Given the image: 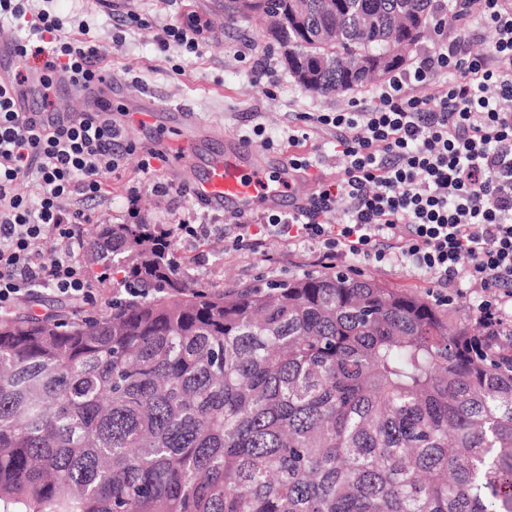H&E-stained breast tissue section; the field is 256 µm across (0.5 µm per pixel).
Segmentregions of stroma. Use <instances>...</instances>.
I'll list each match as a JSON object with an SVG mask.
<instances>
[{
  "instance_id": "obj_1",
  "label": "stroma",
  "mask_w": 512,
  "mask_h": 512,
  "mask_svg": "<svg viewBox=\"0 0 512 512\" xmlns=\"http://www.w3.org/2000/svg\"><path fill=\"white\" fill-rule=\"evenodd\" d=\"M56 12L71 21L70 31L79 34L80 22H87L90 34L105 48L104 66L113 82L133 84L134 88L153 92L160 104L190 107L199 121L221 131L223 137L247 135L256 149H267L274 163L266 170L269 184L282 182V171L275 160L287 157L289 148L283 130L292 112H333L347 108L349 96L319 97L306 92L289 75L278 45L256 21L224 23L221 0H55ZM137 14L141 22L120 26L126 13ZM195 14L209 26L207 40L198 53L186 55L178 47L161 51L156 38L163 27ZM251 42L252 52L239 58L234 50ZM270 63L272 73L264 84H256L253 70ZM262 126L263 135L252 133ZM176 141L173 127L144 131L125 127L123 145L132 147L123 167L104 180V193L93 203L98 221L84 225V240H91L102 224H221L222 229L238 223L237 215L204 207L185 195L190 175L186 162L166 153L159 165L158 177L166 192L153 191L138 169L141 154L157 148L158 138ZM272 148H265V141ZM221 231L190 242L176 239L174 256L180 271L194 280L220 290L244 285L256 279L280 281L305 273H321L310 248L270 241L265 251L253 253L236 249L231 236ZM359 274L378 280L383 286L428 296L430 277L410 268L393 265L377 267L368 262L356 264Z\"/></svg>"
}]
</instances>
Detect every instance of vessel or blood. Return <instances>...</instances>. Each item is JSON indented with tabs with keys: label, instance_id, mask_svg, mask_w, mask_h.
Listing matches in <instances>:
<instances>
[{
	"label": "vessel or blood",
	"instance_id": "1",
	"mask_svg": "<svg viewBox=\"0 0 512 512\" xmlns=\"http://www.w3.org/2000/svg\"><path fill=\"white\" fill-rule=\"evenodd\" d=\"M20 64L15 41L0 38V82L9 85L16 109L39 112L41 120L51 126L70 124L74 119L72 112L63 109L38 111L37 104L44 91L43 73L38 69L28 70L25 81L16 83L13 75ZM164 116L187 130L186 136L170 144V151L186 157L201 156L202 145L209 134L200 126L194 113L181 108L166 110L154 99L144 97L134 111L125 113L123 121L129 126L146 128L157 124ZM233 147V152L228 155L202 156L205 171L202 176L187 180L189 193L196 201L217 211L229 208L248 211L260 202L276 206L279 191L270 187L265 178V154L241 138L234 140Z\"/></svg>",
	"mask_w": 512,
	"mask_h": 512
}]
</instances>
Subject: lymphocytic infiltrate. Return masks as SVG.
<instances>
[{
    "label": "lymphocytic infiltrate",
    "mask_w": 512,
    "mask_h": 512,
    "mask_svg": "<svg viewBox=\"0 0 512 512\" xmlns=\"http://www.w3.org/2000/svg\"><path fill=\"white\" fill-rule=\"evenodd\" d=\"M33 0H0L23 59L42 57L44 107H52L59 74L76 92L104 83V49L89 37H72L64 18ZM490 35L486 52L444 42L408 70L392 72L371 101H351L336 112H301L284 135L293 152L288 166L301 176L319 158L298 154L311 136H330L334 180L318 181L304 203L285 215L268 214L235 227V244L261 251L268 240L318 246V263L333 269L352 260L380 266L402 263L433 276L438 305H450L449 288L465 282L486 290L479 319L503 326L512 303V0H480L477 17L462 14ZM207 26L190 18L163 28L161 50L196 52ZM123 130L108 119L83 115L49 128L36 113L14 107L0 84V316L36 289L56 296L94 299V285L71 249L78 228L96 221L93 201L103 179L120 169ZM40 191L20 193L21 181ZM344 204L346 219L327 215ZM70 250L43 259L49 238Z\"/></svg>",
    "instance_id": "f902f5d3"
}]
</instances>
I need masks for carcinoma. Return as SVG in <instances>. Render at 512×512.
Returning <instances> with one entry per match:
<instances>
[{
	"instance_id": "obj_1",
	"label": "carcinoma",
	"mask_w": 512,
	"mask_h": 512,
	"mask_svg": "<svg viewBox=\"0 0 512 512\" xmlns=\"http://www.w3.org/2000/svg\"><path fill=\"white\" fill-rule=\"evenodd\" d=\"M224 0L319 96L406 63L433 0ZM366 63L352 82L348 69ZM92 316L0 317V512H512V344L373 278L216 291L104 224Z\"/></svg>"
}]
</instances>
